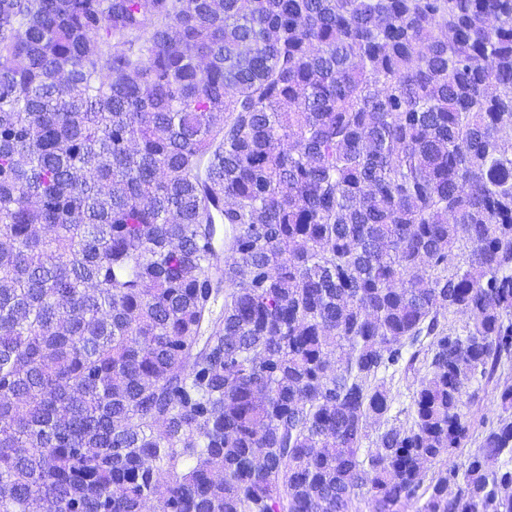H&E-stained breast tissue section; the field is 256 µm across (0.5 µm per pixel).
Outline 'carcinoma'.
I'll use <instances>...</instances> for the list:
<instances>
[{"mask_svg": "<svg viewBox=\"0 0 512 512\" xmlns=\"http://www.w3.org/2000/svg\"><path fill=\"white\" fill-rule=\"evenodd\" d=\"M509 369L512 0H0V512H512ZM421 366V364L417 363L416 368L421 369L418 373H414L413 371H411L408 374H406V376L401 371L396 373L394 389V391H396L397 389V392L395 393L396 399L393 403V406L388 416L382 418L381 420L371 421L368 428L369 438L366 439L364 442L365 448H368V446L372 447L373 441H375L377 436L381 432H383L387 427L393 424L397 426L409 425V423L411 422V414L409 415V413H411V393L413 391V388L415 387V385L413 386L414 381H416L417 377L422 376L424 373V369ZM399 378L400 380H398ZM386 419L388 421H386Z\"/></svg>", "mask_w": 512, "mask_h": 512, "instance_id": "1", "label": "carcinoma"}]
</instances>
